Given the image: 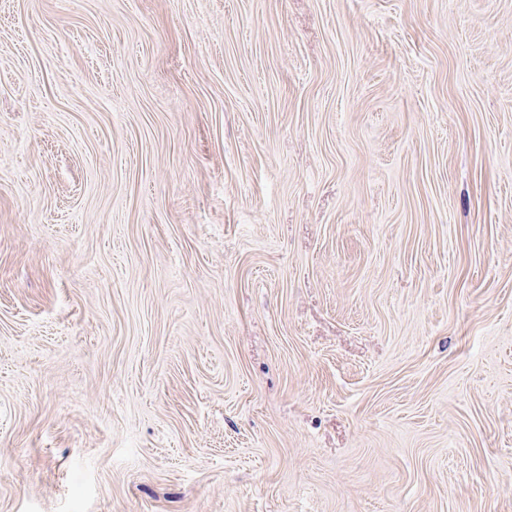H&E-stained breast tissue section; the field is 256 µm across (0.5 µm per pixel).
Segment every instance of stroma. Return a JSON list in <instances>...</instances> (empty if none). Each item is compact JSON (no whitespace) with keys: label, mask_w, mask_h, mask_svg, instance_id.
Returning <instances> with one entry per match:
<instances>
[{"label":"stroma","mask_w":512,"mask_h":512,"mask_svg":"<svg viewBox=\"0 0 512 512\" xmlns=\"http://www.w3.org/2000/svg\"><path fill=\"white\" fill-rule=\"evenodd\" d=\"M0 512H512V0H0Z\"/></svg>","instance_id":"1"}]
</instances>
